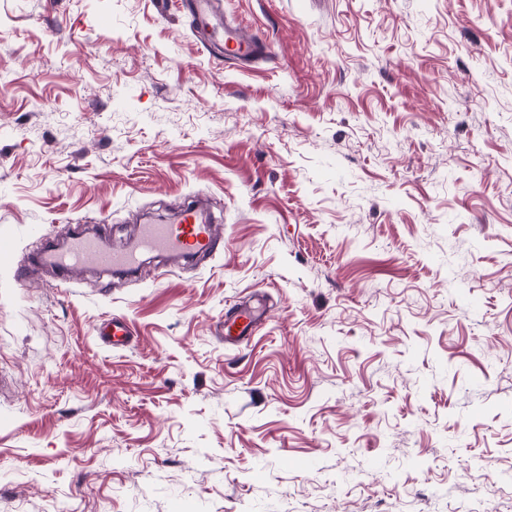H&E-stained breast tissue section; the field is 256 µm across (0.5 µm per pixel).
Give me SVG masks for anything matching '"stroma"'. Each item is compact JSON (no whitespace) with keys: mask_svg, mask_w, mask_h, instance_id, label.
<instances>
[{"mask_svg":"<svg viewBox=\"0 0 512 512\" xmlns=\"http://www.w3.org/2000/svg\"><path fill=\"white\" fill-rule=\"evenodd\" d=\"M222 4L250 67L181 0H0V512H512V0ZM198 199L193 266H31ZM185 7L203 29L209 54L246 66L265 53V46L222 14L217 0H188ZM263 320L259 310L244 305L224 317V343L235 345L250 336ZM96 336L101 344L106 347L125 346L130 336L126 319L122 316H113L107 323L98 327Z\"/></svg>","mask_w":512,"mask_h":512,"instance_id":"obj_1","label":"stroma"}]
</instances>
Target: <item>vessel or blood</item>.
<instances>
[{"mask_svg": "<svg viewBox=\"0 0 512 512\" xmlns=\"http://www.w3.org/2000/svg\"><path fill=\"white\" fill-rule=\"evenodd\" d=\"M185 7L202 29L210 54L244 66L264 53L263 43L224 17L217 0H187ZM223 244L224 237L210 217L189 206L173 220L139 225L135 242L112 245L79 233L72 236L63 249H44L38 261L68 277L87 265L130 271L145 252L182 258L209 256L220 251ZM262 319V312L254 307L236 308L224 319L225 344L234 345L250 336ZM96 335L102 345L117 348L125 346L130 331L126 319L115 316L99 326Z\"/></svg>", "mask_w": 512, "mask_h": 512, "instance_id": "vessel-or-blood-1", "label": "vessel or blood"}]
</instances>
